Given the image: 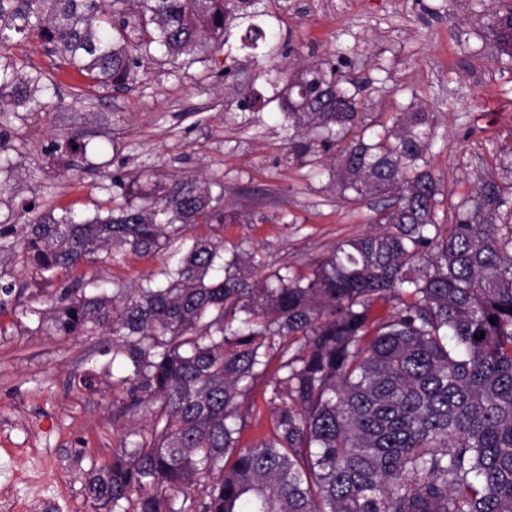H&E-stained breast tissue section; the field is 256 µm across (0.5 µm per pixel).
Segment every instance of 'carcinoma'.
<instances>
[{"instance_id":"obj_1","label":"carcinoma","mask_w":512,"mask_h":512,"mask_svg":"<svg viewBox=\"0 0 512 512\" xmlns=\"http://www.w3.org/2000/svg\"><path fill=\"white\" fill-rule=\"evenodd\" d=\"M474 0L492 54L512 66V0ZM261 0H0V127L10 99L35 110L54 75L10 54L32 36L95 89L123 90L143 60L196 62L214 44L265 48L272 94L234 85L280 114L288 155L321 163L348 200L383 201L373 229L338 243L309 273L262 279L257 253H226L197 224L244 219L224 184L171 174L122 181L91 217L56 206L21 225L22 264L67 274L121 255L151 258L180 242L160 279L107 291L65 281L32 307L61 336H113L146 406L150 438L92 473L88 497L112 512H512V191L476 180L449 231L431 170L435 130L419 109L375 129L362 82L330 63L285 65L292 49ZM394 303L387 317L375 303ZM484 334L477 340L474 335ZM274 375H268L271 363ZM269 394L271 436L242 448L253 391Z\"/></svg>"}]
</instances>
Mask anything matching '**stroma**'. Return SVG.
I'll use <instances>...</instances> for the list:
<instances>
[{
    "label": "stroma",
    "mask_w": 512,
    "mask_h": 512,
    "mask_svg": "<svg viewBox=\"0 0 512 512\" xmlns=\"http://www.w3.org/2000/svg\"><path fill=\"white\" fill-rule=\"evenodd\" d=\"M297 55L327 60L366 88L374 120L392 124L406 107L424 108L436 128L431 169L442 179L444 211L453 214L478 176L504 179L496 154L512 147V69L486 45L472 0H263ZM225 54L211 48L188 69L143 63L123 91L76 101L77 76L57 74L59 94L45 108L18 106L8 131L12 168L0 171V224H21L25 207L71 204L93 214L111 196L113 178L143 183L149 172L203 173L246 222L194 228L226 251H257L269 270L310 272L343 240L360 236L378 199H340L323 165L288 156L280 117L239 107L224 91ZM86 156L59 151L67 137ZM120 256L79 267L126 286L168 261ZM0 280L15 290L0 303V512H99L87 475L148 435L150 415H124L117 402L126 371L105 354L104 336H56L28 309L58 288L22 270L0 251Z\"/></svg>",
    "instance_id": "35a3bbf8"
}]
</instances>
